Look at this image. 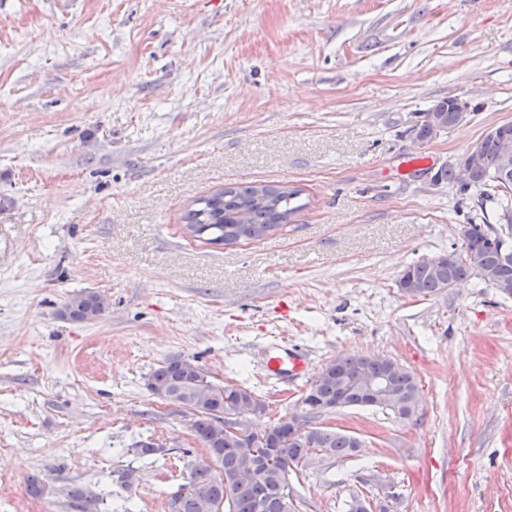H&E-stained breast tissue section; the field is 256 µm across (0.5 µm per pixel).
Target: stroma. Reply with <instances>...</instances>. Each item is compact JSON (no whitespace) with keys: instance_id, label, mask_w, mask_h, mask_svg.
Returning a JSON list of instances; mask_svg holds the SVG:
<instances>
[{"instance_id":"stroma-1","label":"stroma","mask_w":512,"mask_h":512,"mask_svg":"<svg viewBox=\"0 0 512 512\" xmlns=\"http://www.w3.org/2000/svg\"><path fill=\"white\" fill-rule=\"evenodd\" d=\"M448 97L471 122L416 141ZM510 121L512 0H0V512H76L72 488L167 512L206 451L148 388L165 360L250 389L261 431L354 353L398 360L422 405L322 413L361 446L289 475L299 512H512V296L397 286L496 222L435 175ZM235 183L307 207L256 240L190 235L184 211ZM80 290L105 312L61 318ZM283 338L302 380L267 376Z\"/></svg>"}]
</instances>
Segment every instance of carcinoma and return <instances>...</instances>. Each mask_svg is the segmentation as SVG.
Wrapping results in <instances>:
<instances>
[{
  "mask_svg": "<svg viewBox=\"0 0 512 512\" xmlns=\"http://www.w3.org/2000/svg\"><path fill=\"white\" fill-rule=\"evenodd\" d=\"M512 140V125L501 126L494 134L482 138V162L467 178L460 177L452 165L437 173V180L472 189L478 194L480 207L490 206L498 217L512 215V186L505 184L498 161L503 138ZM301 190L264 184L233 185L195 200V206L183 215L185 228L213 245H231L255 240L282 227L306 208L300 202ZM493 225L471 224L460 235V247L433 259L408 265L401 272L397 286L411 285L419 296H432L459 281L476 276L496 288L512 284V244L504 247L490 233ZM105 299L90 291L71 296L59 311L63 318L86 321L104 312ZM370 375L402 400L422 398L416 376L408 369L392 370L389 357H365L361 354L340 356L330 362L311 384L303 398L309 411L322 406L369 407L372 400L362 385ZM149 390L164 399L188 408L193 415L196 439L215 452L220 471L201 464L193 468L187 484L168 501V512H211V507L227 512H292L289 505L288 474L305 468L313 451L334 457L355 453V437L332 429L309 427L304 434L291 431L288 421L269 428L264 439L252 443L232 425H218L224 415L237 411L247 398L248 389L205 380L203 370L188 359L173 358L154 371L148 380ZM257 448L258 467L248 481L227 490L224 478L246 468L249 449ZM79 512H98V499L83 490L68 492Z\"/></svg>",
  "mask_w": 512,
  "mask_h": 512,
  "instance_id": "cac0c4a2",
  "label": "carcinoma"
}]
</instances>
